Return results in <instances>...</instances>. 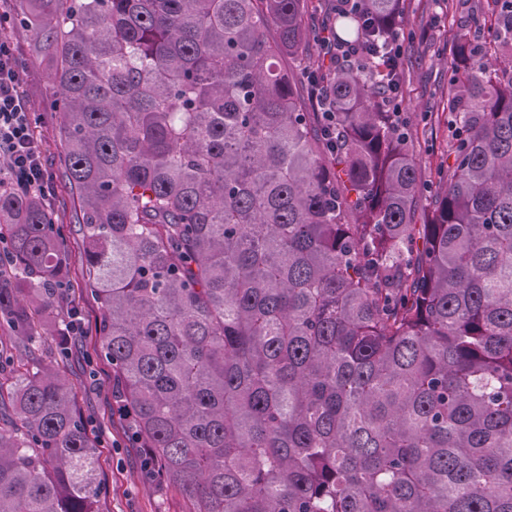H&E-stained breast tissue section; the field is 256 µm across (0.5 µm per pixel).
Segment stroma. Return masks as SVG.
<instances>
[{
	"mask_svg": "<svg viewBox=\"0 0 512 512\" xmlns=\"http://www.w3.org/2000/svg\"><path fill=\"white\" fill-rule=\"evenodd\" d=\"M404 28L427 32L426 40L403 44L406 61L400 90L404 116L412 126L414 149L421 161V179L431 184L447 155L451 131L448 127V67L453 46L459 38L487 44L494 27L496 0H401ZM0 11L11 19L0 28L18 49L24 88L34 118V128L44 150L49 170H56L59 141V115L48 106L49 73L32 51L34 37L15 21L13 0H0ZM54 211L62 225L72 256L70 279L74 285L67 294L87 326L100 316L97 299L80 288L82 242L74 224L75 204L68 186L56 182ZM98 340L94 334L75 336L65 359L75 390L76 405L94 435L102 442L100 472L108 484L101 512H192L193 506L172 484H147L141 471V451L128 437L125 419L112 409V368L95 359Z\"/></svg>",
	"mask_w": 512,
	"mask_h": 512,
	"instance_id": "1",
	"label": "stroma"
}]
</instances>
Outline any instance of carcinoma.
<instances>
[{"label": "carcinoma", "instance_id": "cac0c4a2", "mask_svg": "<svg viewBox=\"0 0 512 512\" xmlns=\"http://www.w3.org/2000/svg\"><path fill=\"white\" fill-rule=\"evenodd\" d=\"M18 0L60 112L82 285L148 483L194 512H512V26L448 69L422 224L370 51L400 0ZM277 37L270 41L267 28ZM319 48L300 77L279 60ZM323 90L336 146L312 111ZM66 238L0 181V512H100L60 365Z\"/></svg>", "mask_w": 512, "mask_h": 512}]
</instances>
